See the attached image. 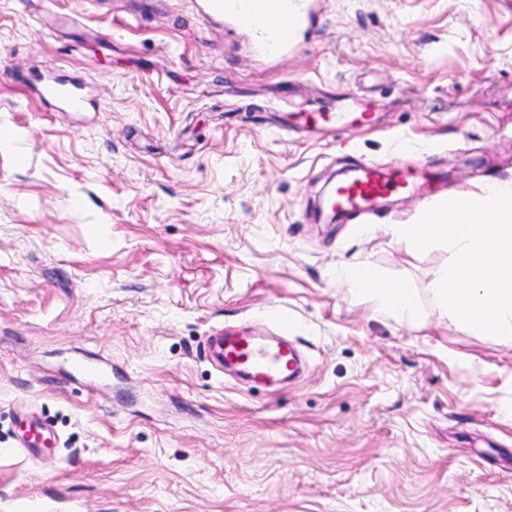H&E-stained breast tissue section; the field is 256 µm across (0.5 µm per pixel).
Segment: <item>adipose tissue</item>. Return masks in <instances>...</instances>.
<instances>
[{"mask_svg":"<svg viewBox=\"0 0 512 512\" xmlns=\"http://www.w3.org/2000/svg\"><path fill=\"white\" fill-rule=\"evenodd\" d=\"M351 297H372L390 307L402 318H413L418 306V297L399 284L386 280L370 263L350 265L344 271Z\"/></svg>","mask_w":512,"mask_h":512,"instance_id":"obj_1","label":"adipose tissue"}]
</instances>
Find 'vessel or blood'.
<instances>
[{
	"mask_svg": "<svg viewBox=\"0 0 512 512\" xmlns=\"http://www.w3.org/2000/svg\"><path fill=\"white\" fill-rule=\"evenodd\" d=\"M205 8L225 24L252 33L256 53L272 60L293 55L317 19L316 0H205ZM407 188L406 179L364 168L355 177L339 181L327 204L343 219L356 220L376 210L381 199ZM206 349L258 382L290 375L296 365L294 348L271 347L257 337L238 333L224 332L208 339Z\"/></svg>",
	"mask_w": 512,
	"mask_h": 512,
	"instance_id": "1",
	"label": "vessel or blood"
}]
</instances>
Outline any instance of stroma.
I'll return each mask as SVG.
<instances>
[{"instance_id":"35a3bbf8","label":"stroma","mask_w":512,"mask_h":512,"mask_svg":"<svg viewBox=\"0 0 512 512\" xmlns=\"http://www.w3.org/2000/svg\"><path fill=\"white\" fill-rule=\"evenodd\" d=\"M354 100L371 123L332 121ZM1 127L0 512H512V343L439 316L450 249L383 230L512 184V0H321L277 61L194 0H0ZM359 165L413 186L318 222ZM360 261L417 320L350 296ZM226 327L295 340L301 376L218 367Z\"/></svg>"}]
</instances>
